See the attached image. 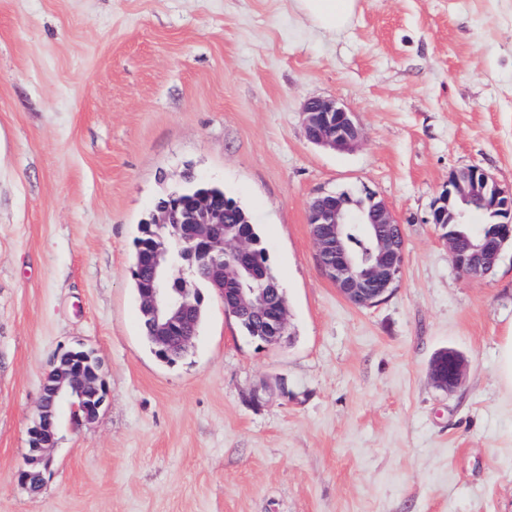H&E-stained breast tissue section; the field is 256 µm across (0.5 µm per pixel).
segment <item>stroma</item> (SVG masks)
Returning a JSON list of instances; mask_svg holds the SVG:
<instances>
[{"mask_svg":"<svg viewBox=\"0 0 512 512\" xmlns=\"http://www.w3.org/2000/svg\"><path fill=\"white\" fill-rule=\"evenodd\" d=\"M312 97L364 138L310 143ZM512 186V0H358L341 32L292 0H0V512H512V241L482 280L430 221L451 172ZM251 214L289 334L258 347L207 293L187 358L159 362L130 269L184 172ZM402 224L400 284L358 308L320 272L323 193ZM83 345L108 398L61 413L40 493L17 471L55 356ZM453 348L452 393L427 376ZM467 370L464 356L454 349H445L443 355H435L429 364V376L435 387L443 392L455 391L463 381Z\"/></svg>","mask_w":512,"mask_h":512,"instance_id":"stroma-1","label":"stroma"}]
</instances>
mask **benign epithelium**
<instances>
[{
    "label": "benign epithelium",
    "mask_w": 512,
    "mask_h": 512,
    "mask_svg": "<svg viewBox=\"0 0 512 512\" xmlns=\"http://www.w3.org/2000/svg\"><path fill=\"white\" fill-rule=\"evenodd\" d=\"M303 129L309 141L334 150L352 149L362 138L354 113L332 99L311 98L304 103ZM473 197L480 199L484 208L497 217V223L475 241L468 238L460 241L447 230L442 238L456 269L466 277L479 279L497 266L504 245L512 241V188L501 186L479 167L458 170L449 175L448 185L434 202L430 223H469L470 213L452 203ZM356 207L374 242L373 249L364 257L346 246L347 228L353 223L354 213L346 206L344 194L313 198L308 205V224L316 245L329 239L336 248V263L319 264L321 272L344 300L359 308H370L386 300L399 281L405 240L402 226L375 193L364 192ZM150 223L158 227L178 225V234L170 244L154 249L146 265L138 271L140 312L148 321L160 354L170 355L176 347L188 345L196 336L195 294L187 273L202 258L224 251L228 244L236 257L231 274L236 276L244 271L259 283L257 288L238 289L231 299L232 305L262 316L268 304L275 303L277 326L282 332L287 329V307L282 303L279 282L256 276L250 263L253 250L248 236L226 240L224 206L214 204L205 194L186 203L172 193L168 201L154 206ZM466 370L464 356L450 348L434 356L429 364L431 381L446 393L460 386ZM44 384L49 386V396H41L33 425L28 430L25 462L17 473L19 483L34 494L46 482L58 441L51 426L54 408L68 404L75 421L82 425L96 418L108 396L100 360L94 350L84 346L59 354Z\"/></svg>",
    "instance_id": "benign-epithelium-1"
}]
</instances>
